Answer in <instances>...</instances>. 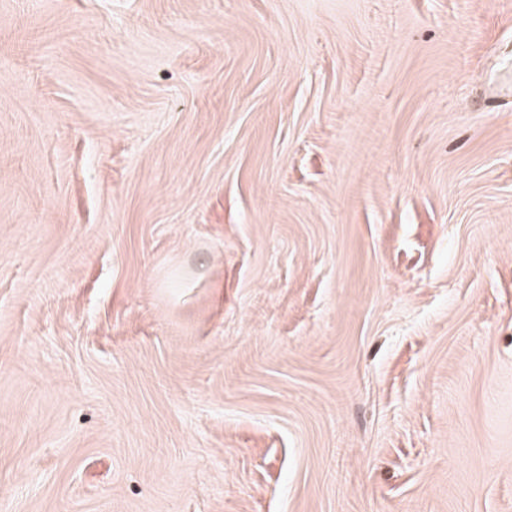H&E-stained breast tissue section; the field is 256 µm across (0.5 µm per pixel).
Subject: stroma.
Here are the masks:
<instances>
[{
  "label": "stroma",
  "mask_w": 512,
  "mask_h": 512,
  "mask_svg": "<svg viewBox=\"0 0 512 512\" xmlns=\"http://www.w3.org/2000/svg\"><path fill=\"white\" fill-rule=\"evenodd\" d=\"M512 0H0V512H512Z\"/></svg>",
  "instance_id": "stroma-1"
}]
</instances>
